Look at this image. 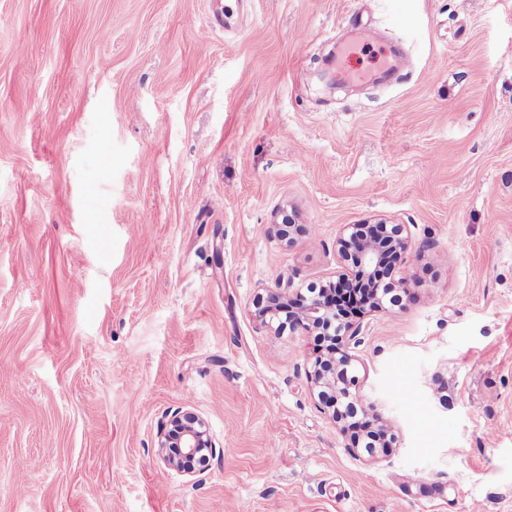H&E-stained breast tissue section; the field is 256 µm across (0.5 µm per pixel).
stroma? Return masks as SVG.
<instances>
[{"label":"stroma","mask_w":512,"mask_h":512,"mask_svg":"<svg viewBox=\"0 0 512 512\" xmlns=\"http://www.w3.org/2000/svg\"><path fill=\"white\" fill-rule=\"evenodd\" d=\"M1 143L0 512H512V0H0ZM381 219L411 291L354 350L370 461L254 302ZM184 406L194 477L157 455ZM378 225L385 227L387 230H393L390 232V237L393 239L391 244L396 250V260L393 265L387 269V271L390 277H392L395 273V276L397 277V283L401 286L402 290L406 291L409 289V283L408 280L401 274V264L404 260V256L409 251L407 238L403 235L404 227L401 224L379 223ZM397 264L398 267L396 269ZM363 411L368 422L371 423L373 428H375L382 437L380 448H395L398 438L391 426L380 419L372 405L364 407ZM157 448L158 458L165 467L189 476L204 473L216 453L204 420L185 407L168 415L158 435Z\"/></svg>","instance_id":"obj_1"}]
</instances>
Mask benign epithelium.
<instances>
[{"mask_svg": "<svg viewBox=\"0 0 512 512\" xmlns=\"http://www.w3.org/2000/svg\"><path fill=\"white\" fill-rule=\"evenodd\" d=\"M383 227L390 230L392 246L396 250L395 264L388 268V274L395 275L397 283L406 291L409 289L408 280L402 276L401 269L398 268L409 251L407 238L403 235L404 227L401 224L386 223ZM272 228L284 239H289L292 233L300 231V227L291 224L285 212L281 213V220L272 222ZM336 248L339 257L346 262L354 261L356 269L366 278L383 269L385 249L374 240L356 237L350 225L343 228L336 241ZM254 314L276 334L287 327L292 332L316 336L318 330L336 322L335 310L324 299L308 298L301 293L292 297L279 288H270L266 291V295L255 303ZM359 332L358 323L352 322L341 326L336 333V347L332 352L334 372L329 375L321 370L322 357L319 356L307 374L312 390L319 391V399L331 412L333 422L341 429L344 425L339 415V405L345 402L346 394L358 382L357 376L345 371V368L352 367L354 357L351 349L357 343ZM364 414L373 428L380 433L381 447H396V434L391 426L380 419L374 407H365ZM157 448L158 458L165 467L189 476L204 473L210 458L216 453L215 444L204 420L185 407H179L168 415V420L158 435Z\"/></svg>", "mask_w": 512, "mask_h": 512, "instance_id": "benign-epithelium-1", "label": "benign epithelium"}]
</instances>
